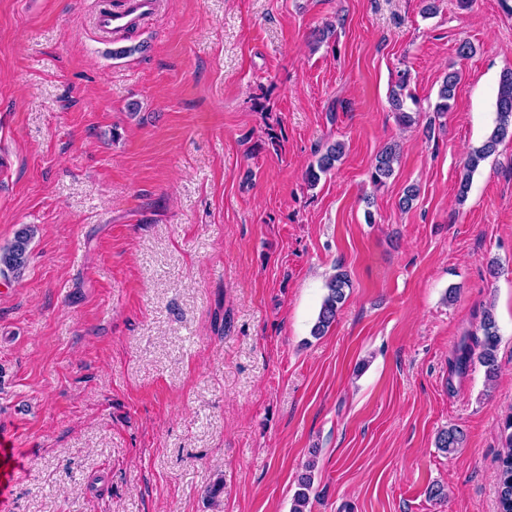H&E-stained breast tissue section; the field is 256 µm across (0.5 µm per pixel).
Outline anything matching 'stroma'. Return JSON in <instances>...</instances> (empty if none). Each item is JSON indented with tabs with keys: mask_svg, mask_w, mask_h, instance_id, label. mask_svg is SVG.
Returning <instances> with one entry per match:
<instances>
[{
	"mask_svg": "<svg viewBox=\"0 0 512 512\" xmlns=\"http://www.w3.org/2000/svg\"><path fill=\"white\" fill-rule=\"evenodd\" d=\"M99 2L0 0V247L37 229L0 276L9 512H290L310 461L307 512H497L512 139L457 188L512 70V0H161L113 45ZM404 68L409 128L388 103ZM337 268L351 286L316 338ZM487 311L490 382L458 361ZM460 79V74L457 71L448 72L443 78L438 91V102L435 105L437 113L446 114L450 110ZM343 146L341 143H333L320 152L315 163L311 164L305 171V181L309 186H315L320 180L321 174H327L335 168L342 156ZM395 146L388 145L384 147L376 156L372 171V181L375 185H382L385 180L393 175V164L396 160ZM33 227L25 225L14 236L13 241L6 247L0 248V273H9L14 277L20 276L28 261L29 245L34 236Z\"/></svg>",
	"mask_w": 512,
	"mask_h": 512,
	"instance_id": "35a3bbf8",
	"label": "stroma"
}]
</instances>
